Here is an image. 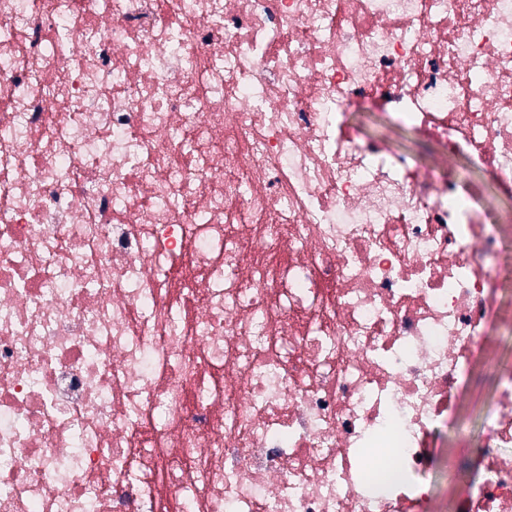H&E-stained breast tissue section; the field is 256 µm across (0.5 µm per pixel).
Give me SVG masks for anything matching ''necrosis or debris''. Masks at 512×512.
Segmentation results:
<instances>
[{
    "label": "necrosis or debris",
    "instance_id": "4bbe7bcc",
    "mask_svg": "<svg viewBox=\"0 0 512 512\" xmlns=\"http://www.w3.org/2000/svg\"><path fill=\"white\" fill-rule=\"evenodd\" d=\"M512 194V0H0V512H512V228L345 116ZM347 123L353 137L381 139L394 148L417 154L424 164L438 162L453 167L462 186L459 198H464L466 206L483 210L486 202L495 194L493 187L487 183L483 174L464 158L446 155L437 145L420 143L408 127H395L386 118L365 108H352ZM498 270L504 282L501 306L504 310L512 309V239L503 244ZM482 345L485 352L479 365L480 368L497 363H512V333L499 330L489 331L484 336ZM491 408L492 397L489 391H485L467 404L462 410L458 422L466 434V439L460 440L453 430H447L441 439L442 443L447 446L438 449L448 459L447 479L435 474H427L422 477L425 483L434 487L440 501L448 502V508L460 506L466 499L467 482L456 481L453 478V472L466 455L468 442L480 434V418Z\"/></svg>",
    "mask_w": 512,
    "mask_h": 512
}]
</instances>
